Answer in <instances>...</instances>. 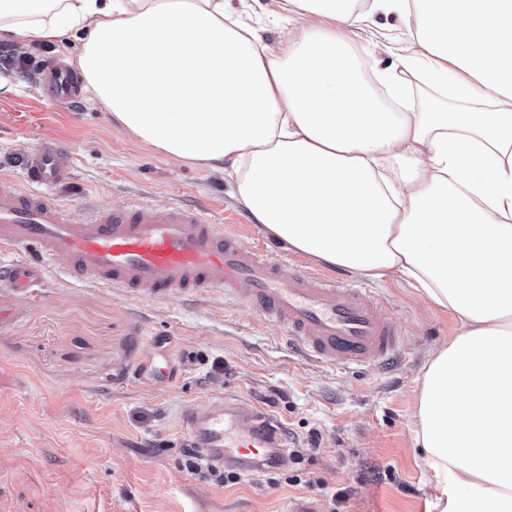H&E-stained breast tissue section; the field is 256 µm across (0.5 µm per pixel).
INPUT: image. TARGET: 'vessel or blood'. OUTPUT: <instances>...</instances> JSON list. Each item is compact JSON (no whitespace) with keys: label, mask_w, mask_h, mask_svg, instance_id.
Masks as SVG:
<instances>
[{"label":"vessel or blood","mask_w":512,"mask_h":512,"mask_svg":"<svg viewBox=\"0 0 512 512\" xmlns=\"http://www.w3.org/2000/svg\"><path fill=\"white\" fill-rule=\"evenodd\" d=\"M41 70L40 95L62 105L78 102L80 79L62 59L46 60ZM73 163L70 144L45 141L21 159L27 190L0 178V249L15 255L0 267L1 285L32 292L62 257L70 279L130 296L231 295L287 327L291 342L326 363L392 360L400 332L372 291L309 268L282 275L276 260L198 209L132 199L74 222L53 195L68 183ZM181 422L206 464L249 477L264 464L288 461L274 421L226 397L211 399L206 410L184 412Z\"/></svg>","instance_id":"vessel-or-blood-1"}]
</instances>
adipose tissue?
Segmentation results:
<instances>
[{
    "label": "adipose tissue",
    "mask_w": 512,
    "mask_h": 512,
    "mask_svg": "<svg viewBox=\"0 0 512 512\" xmlns=\"http://www.w3.org/2000/svg\"><path fill=\"white\" fill-rule=\"evenodd\" d=\"M293 27L269 47L227 0H0V35L81 43L92 99L137 140L217 168L263 231L370 279L398 277L452 311L427 362L416 444L434 512H512V0H278ZM410 22L416 50L358 77L342 32L370 14ZM410 80L407 105L417 108L426 96H432L434 90L429 82L418 73L408 75Z\"/></svg>",
    "instance_id": "obj_1"
}]
</instances>
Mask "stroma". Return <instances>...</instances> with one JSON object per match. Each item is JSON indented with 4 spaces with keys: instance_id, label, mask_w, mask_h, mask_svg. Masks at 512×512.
Here are the masks:
<instances>
[{
    "instance_id": "1",
    "label": "stroma",
    "mask_w": 512,
    "mask_h": 512,
    "mask_svg": "<svg viewBox=\"0 0 512 512\" xmlns=\"http://www.w3.org/2000/svg\"><path fill=\"white\" fill-rule=\"evenodd\" d=\"M407 21L375 14L354 37L373 81L411 52ZM0 59V177L57 138L75 152L55 196L74 217L138 196L201 209L272 251L283 271L330 265L265 235L223 173L137 143L103 108L64 107L33 87L38 68L75 41L7 42ZM63 261L35 294L0 286V512H282L320 500L326 512H433L435 478L415 449L416 404L429 355L453 336L452 312L399 278L371 286L403 338L383 366L319 363L294 353L280 325L220 293L130 297L68 280ZM169 359L172 381L141 376L146 356ZM277 421L297 457L221 485L182 465L180 415L217 395Z\"/></svg>"
}]
</instances>
